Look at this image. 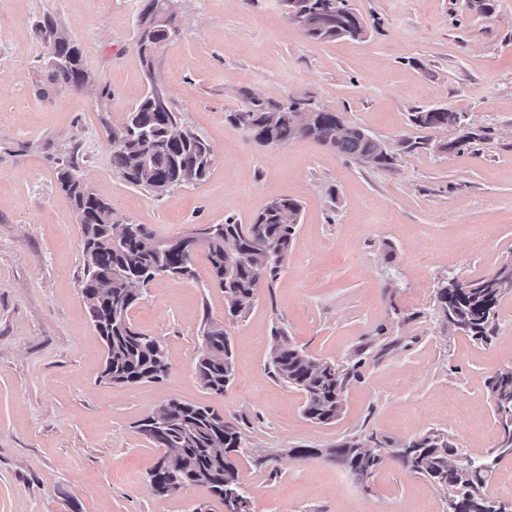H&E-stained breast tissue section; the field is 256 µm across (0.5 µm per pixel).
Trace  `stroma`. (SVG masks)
Wrapping results in <instances>:
<instances>
[{"mask_svg":"<svg viewBox=\"0 0 512 512\" xmlns=\"http://www.w3.org/2000/svg\"><path fill=\"white\" fill-rule=\"evenodd\" d=\"M350 3L365 36L321 42L289 22L282 0H178L179 34L148 76L142 0H0V512H191L199 489L152 491L162 451L135 427L173 398L212 406L241 431L253 512H448L442 489L395 461L362 485L323 456L349 440L398 446L435 431L469 456L490 455L498 424L485 381L512 366V291L486 344L449 331L436 290L512 260V0H494L488 15L468 0ZM47 18L80 47L90 84L49 83L35 32ZM152 80L214 154L203 181L159 198L112 169V131ZM250 95L312 100L391 147L402 135L431 144L391 170L310 140L263 146L225 119ZM435 107L490 129V140L440 151L459 129L409 120ZM71 160L116 216L157 240L229 218L247 224L272 200H297L280 277L231 318L197 252L193 277L156 279L130 312L163 341L171 374L100 382L81 233L56 178ZM209 321L232 345L234 380L221 396L193 371ZM276 326L315 359L358 367L336 422L307 421L302 392L270 373Z\"/></svg>","mask_w":512,"mask_h":512,"instance_id":"stroma-1","label":"stroma"}]
</instances>
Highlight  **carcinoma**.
Instances as JSON below:
<instances>
[{"label": "carcinoma", "instance_id": "carcinoma-1", "mask_svg": "<svg viewBox=\"0 0 512 512\" xmlns=\"http://www.w3.org/2000/svg\"><path fill=\"white\" fill-rule=\"evenodd\" d=\"M287 13H295L313 40H358L365 27L356 25V12L349 0H284ZM165 0H144L137 16L141 63L152 76L151 45L160 38L178 34L174 19L164 18ZM37 35L48 44L49 81L57 87H80L88 78L81 65V51L58 36L50 20L36 26ZM229 120L263 145H280L310 139L336 154L378 169H392L397 153L371 135L355 129L338 133V114L310 112L299 120L294 106L266 104L252 97L250 105L229 114ZM412 124L424 129L457 127L461 135L444 145L457 149L489 139V130L464 124L458 112L420 110L411 113ZM214 162L213 150L201 136L186 127L172 102L159 106L147 93L112 132V167L124 180L155 195L169 191L168 181L180 184L205 178ZM57 181L68 196L80 226L83 242L84 281L82 297L91 322L105 347L100 379L113 385L158 381L170 373L162 342L135 329L130 310L142 300L148 285L163 276H191L194 254L172 252L167 241H156L143 224L116 217L112 204L84 181L79 167L70 161L59 168ZM301 206L290 198L269 202L249 224L228 219L195 232L199 248L206 252L213 282L224 292L227 312L236 317L247 312L263 280L278 279L288 259ZM512 284L500 272L475 280L456 279L439 283L437 299L448 326L476 341L487 342L497 328V307ZM269 362L274 375L305 394L303 416L317 424L336 420L343 406L346 381L351 370L320 362L307 354L278 329L272 338ZM194 374L213 394H222L233 378V356L224 327L205 326ZM486 388L497 418L498 462L512 456V366L496 370ZM139 432L172 457L170 466H154L152 490L169 495L172 488L206 484L209 496L223 502L229 512H251L252 501L241 482L236 455L241 452L242 433L224 421L218 410L170 399L138 421ZM325 455L345 466L354 479L368 482L385 458L402 464L447 490L458 512H497L487 483L493 469L451 465L461 452L448 438L427 432L405 448H387L381 453L360 441H345L328 448Z\"/></svg>", "mask_w": 512, "mask_h": 512}]
</instances>
